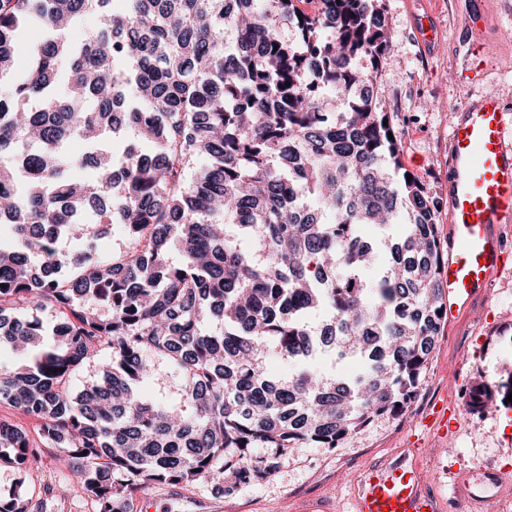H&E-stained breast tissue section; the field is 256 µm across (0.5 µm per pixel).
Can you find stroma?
Returning <instances> with one entry per match:
<instances>
[{
	"label": "stroma",
	"mask_w": 512,
	"mask_h": 512,
	"mask_svg": "<svg viewBox=\"0 0 512 512\" xmlns=\"http://www.w3.org/2000/svg\"><path fill=\"white\" fill-rule=\"evenodd\" d=\"M391 27L389 54L372 79L373 96L393 118L402 138L401 165L417 174L439 202L441 241H449L448 138L466 98L495 90L512 108V0H487L485 39L494 56H507L489 85L452 79L454 47L465 31L462 0H383ZM427 17L433 40L413 25ZM512 375V266L494 278L452 320L443 321L422 387L403 419L381 418L336 448L305 445L290 449L280 469L258 484L214 493L207 482L151 485L139 490L123 512H349L356 476L369 467L399 460L421 449L423 488L451 496L448 473L505 470L512 477V407L494 404L480 413L464 409L465 393L479 380ZM460 407L455 434L436 438L424 421L437 402ZM53 448L39 469L19 477L0 465V492L45 493V512H93L90 500L67 478Z\"/></svg>",
	"instance_id": "obj_1"
}]
</instances>
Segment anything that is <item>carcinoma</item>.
<instances>
[{
    "mask_svg": "<svg viewBox=\"0 0 512 512\" xmlns=\"http://www.w3.org/2000/svg\"><path fill=\"white\" fill-rule=\"evenodd\" d=\"M85 14L98 27L74 33ZM30 27L45 38L0 92V347L21 359L0 403L40 428L0 421V461L26 473L58 448L95 512H116L151 484L264 480L290 448L402 417L445 319L443 250L368 90L382 0H0V76ZM73 137L93 149L68 158ZM115 220L133 241L117 258L58 246ZM321 348L359 372L325 375ZM511 393L483 381L467 407ZM42 504L0 495V512Z\"/></svg>",
    "mask_w": 512,
    "mask_h": 512,
    "instance_id": "1",
    "label": "carcinoma"
}]
</instances>
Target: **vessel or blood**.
Segmentation results:
<instances>
[{"instance_id": "b4317fda", "label": "vessel or blood", "mask_w": 512, "mask_h": 512, "mask_svg": "<svg viewBox=\"0 0 512 512\" xmlns=\"http://www.w3.org/2000/svg\"><path fill=\"white\" fill-rule=\"evenodd\" d=\"M485 11L478 0H467L464 40L468 67L462 79L483 82L495 66L485 53ZM448 222L451 242L442 259L439 276L448 317H456L470 300L487 291L495 276L512 262L493 231L512 222V114L505 111L497 93L488 91L465 102L452 127L448 145ZM438 436L456 426L450 403L436 404L429 420ZM454 499L478 508L481 499L471 489L470 474L451 476ZM417 461L402 459L372 467L357 479L351 512H438L439 500L422 487Z\"/></svg>"}]
</instances>
